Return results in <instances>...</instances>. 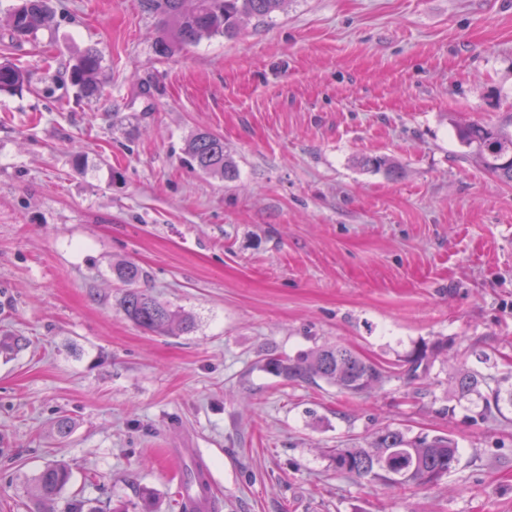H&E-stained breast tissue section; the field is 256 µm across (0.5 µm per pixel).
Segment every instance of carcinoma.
Listing matches in <instances>:
<instances>
[{"label":"carcinoma","mask_w":512,"mask_h":512,"mask_svg":"<svg viewBox=\"0 0 512 512\" xmlns=\"http://www.w3.org/2000/svg\"><path fill=\"white\" fill-rule=\"evenodd\" d=\"M285 0H143L144 8L158 18L159 36L155 53L173 56L202 40L221 35L233 37L243 20H265L283 8ZM50 0H21L9 16L13 36L22 38L49 25L52 19ZM103 58L95 48L80 54L66 70L69 83L80 96L95 97L102 92L99 76ZM29 84L27 72L8 59L0 61V92H12ZM460 141L469 147L483 166L505 182H512V131L506 125L488 126L471 123L457 127ZM185 153L192 167L221 180L233 177V164L224 154V141L209 132H198L186 142ZM117 280L126 287L120 307L126 318L137 327L156 335L173 331H194L193 317L168 304L159 302L148 290L137 287L144 279L142 269L132 261L112 267ZM448 353V340L437 338L424 343L403 360L402 375L408 384L427 375L438 356ZM264 369L288 381L315 384L323 380L340 392L361 395L384 378L378 364L362 357L343 344L322 346L283 359L269 355ZM458 397L477 396L484 402L479 418L486 420L500 404L512 405V391L502 394L498 388L482 395L486 378L477 370L463 369L455 379ZM336 471L357 480L386 486L426 488L438 484L453 472L459 462L457 442L446 435L410 436L400 429L386 426L375 431L365 447L336 449L332 456ZM72 479L64 463L52 462L32 479L35 498L53 504L61 498Z\"/></svg>","instance_id":"obj_1"}]
</instances>
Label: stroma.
<instances>
[{
  "mask_svg": "<svg viewBox=\"0 0 512 512\" xmlns=\"http://www.w3.org/2000/svg\"><path fill=\"white\" fill-rule=\"evenodd\" d=\"M17 3L0 0V57L30 76L0 93V512H31L50 461L99 512H139L145 488L182 512L199 464L214 512H512V406L484 422L454 394L464 367L512 388V183L456 135L512 115V0H287L171 58L141 0H52L22 41ZM90 47L101 96L47 80ZM198 131L234 178L191 168ZM124 260L194 332L124 316ZM439 337L447 358L406 384L400 361ZM336 343L386 369L370 394L262 368ZM388 425L452 436L458 466L420 490L336 471L330 448Z\"/></svg>",
  "mask_w": 512,
  "mask_h": 512,
  "instance_id": "1",
  "label": "stroma"
}]
</instances>
